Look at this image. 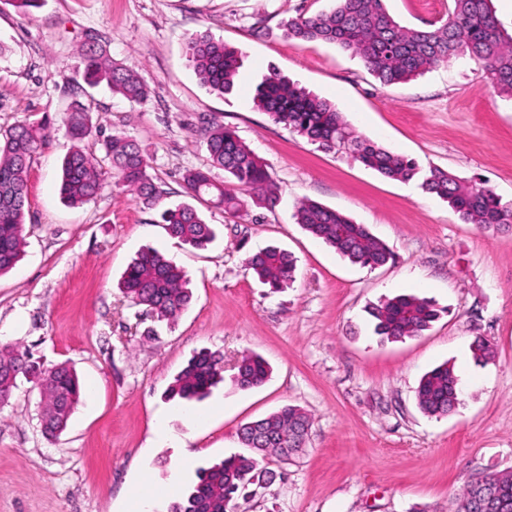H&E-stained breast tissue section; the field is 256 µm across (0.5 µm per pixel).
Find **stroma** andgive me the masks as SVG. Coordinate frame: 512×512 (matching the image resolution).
Segmentation results:
<instances>
[{
  "label": "stroma",
  "instance_id": "obj_1",
  "mask_svg": "<svg viewBox=\"0 0 512 512\" xmlns=\"http://www.w3.org/2000/svg\"><path fill=\"white\" fill-rule=\"evenodd\" d=\"M336 0H42L22 12L0 0V133L48 121L28 176L25 255L0 276V340L29 349L44 367L65 363L84 395L67 430L42 435V398L18 378L0 408V512H131L133 497L166 487L186 491L199 468L243 453L239 428L284 406L304 409V451L268 459L275 477L250 487L236 512H453L457 494L481 474L512 470V232L463 223L447 203L317 148L253 104L271 74L330 102L356 131L388 150L489 186L512 201V99L483 64L464 55L415 80L384 85L362 59L323 41L290 38L299 15ZM452 0H386L401 25L424 29ZM236 47L233 90L213 92L187 53L197 34ZM98 42L150 89L135 103L107 86L87 87L83 53ZM89 103L103 134L146 149L161 204L187 201L182 176L208 166L207 132L234 130L271 168L274 210L233 214L197 200L216 241L198 250L171 237L157 210L132 202L107 178L80 207L59 194L61 163L73 143L66 117ZM303 199L336 209L382 239L396 260L352 264L308 235L294 218ZM277 245L296 259L293 284L277 292L247 266ZM182 266L193 292L176 320L143 316L118 283L142 248ZM397 294L433 301L439 318L422 335L381 340L367 310ZM155 338H145L147 329ZM484 336L493 357L475 362ZM203 349L224 355V381L189 405L165 391ZM257 353L272 374L261 387L233 382L238 360ZM452 362L462 390L445 416L423 413L420 378ZM190 463L174 472L182 451Z\"/></svg>",
  "mask_w": 512,
  "mask_h": 512
}]
</instances>
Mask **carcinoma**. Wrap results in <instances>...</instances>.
Returning <instances> with one entry per match:
<instances>
[{"label":"carcinoma","instance_id":"carcinoma-1","mask_svg":"<svg viewBox=\"0 0 512 512\" xmlns=\"http://www.w3.org/2000/svg\"><path fill=\"white\" fill-rule=\"evenodd\" d=\"M337 2L329 13L300 15L288 21V35L339 45L359 56L385 85L411 80L441 61L469 54L483 62L494 88L512 96V35L500 28L489 0H453L448 17L428 29L400 25L384 8V0ZM189 51L205 85L220 94L232 91L240 67L235 47L203 34L192 39ZM83 78L89 86L104 81L113 92L132 102L149 96L147 85L137 75L106 57L95 43L86 50ZM254 103L275 123L326 151L345 153L386 178L419 180L425 192L447 202L466 224L492 232L512 230V202L504 203L492 189L466 183L439 168L422 173L415 161L359 135L331 104L285 76L275 73L265 78L256 88ZM67 125L74 146L62 163L59 192L68 205L81 206L94 200L103 188L105 175L111 173L133 201L147 208L159 206L160 192L150 174V156L138 143L114 133L100 140L102 157L86 152L82 143L99 130L90 120L89 109L80 102L68 114ZM46 130L44 124L21 123L0 134V275L11 271L24 253L28 172ZM207 150L210 166L224 170V183L214 181L206 168L189 169L183 182L190 196H208L234 212L250 202L262 208L276 206L280 188L268 165L234 131L222 125L210 128ZM159 217L170 236L196 249L205 250L216 239L213 225L205 223L190 204L164 208ZM294 217L311 236L354 264L377 268L394 260L391 250L365 225L316 201H300ZM248 267L276 292L293 282L296 260L286 250L269 245L249 257ZM121 286L146 313L168 320L178 318L192 300L185 271L153 249L141 252L130 263ZM369 314L381 340L399 342L422 335L439 317V310L426 298L397 295L372 306ZM471 348L478 362L493 354L491 343L481 336L475 337ZM269 374L265 359L247 355L238 366L234 383L242 390L251 389L265 383ZM21 375L49 394L42 411L43 432L51 437L61 434L81 399L73 370L65 363L45 368L34 363L20 346L1 344V408L11 402ZM223 381V354L202 350L174 377L166 396L200 401ZM459 395L454 367L446 362L426 373L416 389L419 408L432 416L454 410ZM309 427L308 414L292 405L243 425L239 439L251 454L230 456L198 470L197 481L171 503L169 510L233 512L235 494L268 478L262 462L272 455L282 457L284 448L302 451ZM455 512H512V471L474 479L456 497Z\"/></svg>","mask_w":512,"mask_h":512}]
</instances>
